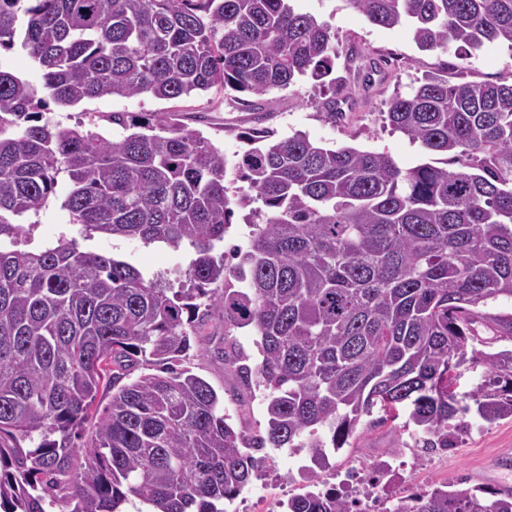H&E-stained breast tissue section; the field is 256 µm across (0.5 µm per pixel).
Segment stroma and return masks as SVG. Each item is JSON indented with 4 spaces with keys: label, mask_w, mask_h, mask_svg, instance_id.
Returning <instances> with one entry per match:
<instances>
[{
    "label": "stroma",
    "mask_w": 512,
    "mask_h": 512,
    "mask_svg": "<svg viewBox=\"0 0 512 512\" xmlns=\"http://www.w3.org/2000/svg\"><path fill=\"white\" fill-rule=\"evenodd\" d=\"M293 6L331 26L337 50L335 87L320 92L313 89L311 80L298 81L289 89L273 91L272 109L261 116L214 88L199 98L171 101L143 94L133 98L103 97L68 107L50 102L42 107L40 119L69 127L80 124L108 138L116 132L107 120L111 113L177 112L189 129L211 140L231 163L245 147L244 133L263 126L280 136L301 131L310 141L332 148L348 145L385 151L400 167L409 168L419 162L424 152L419 144L391 130L385 115L391 96L408 94L427 70L445 74L454 83L512 78V50L498 43L486 44L468 58L458 55L452 44L423 51L415 44L409 28L373 25L348 0H293ZM330 100L336 103V117L332 120L324 116V104ZM36 222L32 247H40L44 241L64 233L76 238L81 249L110 254L149 277L169 269L187 270L193 257L192 249L186 246L147 245L97 232L82 236L79 225L73 223L58 198L50 200ZM223 343L224 326L219 318H212L203 336L192 340L181 365L223 395L232 424L249 432L264 429L261 395L242 393L233 372L216 363L212 356L213 349ZM415 439L413 430L401 428L399 422L380 424L375 416L363 417L349 446L330 453V466L319 471L318 478L335 482L337 475L356 460L395 459L399 474L387 480L382 491L386 510L399 498L427 490L435 483L452 484L461 478L471 486L512 488V417L492 424L471 418L456 447L445 451H424L416 446ZM265 454L268 468L252 477L249 488L235 499L234 512H259L261 504L254 490L260 486L274 505L308 490L310 482L302 471L310 462L308 451L269 448Z\"/></svg>",
    "instance_id": "1"
}]
</instances>
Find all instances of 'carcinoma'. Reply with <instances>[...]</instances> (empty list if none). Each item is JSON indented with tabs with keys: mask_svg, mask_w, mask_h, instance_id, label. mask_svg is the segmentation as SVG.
Listing matches in <instances>:
<instances>
[{
	"mask_svg": "<svg viewBox=\"0 0 512 512\" xmlns=\"http://www.w3.org/2000/svg\"><path fill=\"white\" fill-rule=\"evenodd\" d=\"M349 2L374 25L409 27L422 51L512 48V0ZM17 45L62 106L336 82L331 27L291 0H0V51ZM42 103L0 69V238L17 241L25 226L9 217L39 214L61 189L81 231L184 244L193 258L175 290L64 235L0 248V512H118L131 496L151 512H226L267 466L254 452L306 448L324 469L377 405L383 423L408 409L423 447L452 448L470 407L451 375L475 364L478 417H512V349L472 348L512 339V313L488 311L512 301V83L428 70L393 96L389 125L430 154L412 167L255 128L230 182L224 152L172 112H114L122 133L109 140L34 123ZM256 201L248 246L216 254L231 204ZM214 316L215 359L262 393V432L235 428L217 391L179 367ZM246 327L254 362L233 338ZM149 367L159 373L120 384ZM105 382L116 389L85 441ZM284 507L350 512L323 491ZM387 512H512V490L461 480Z\"/></svg>",
	"mask_w": 512,
	"mask_h": 512,
	"instance_id": "carcinoma-1",
	"label": "carcinoma"
}]
</instances>
